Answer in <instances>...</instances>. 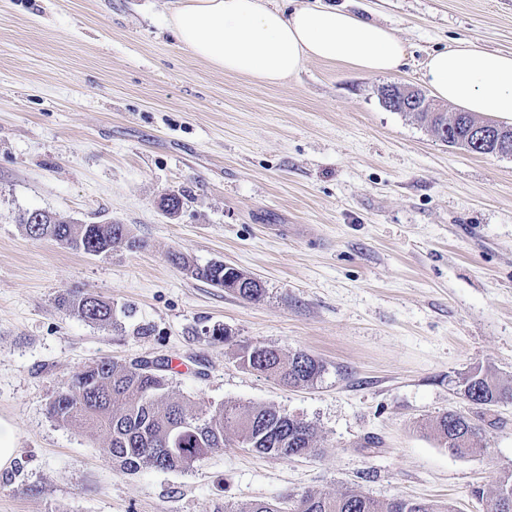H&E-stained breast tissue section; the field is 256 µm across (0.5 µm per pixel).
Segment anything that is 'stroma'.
<instances>
[{"mask_svg": "<svg viewBox=\"0 0 512 512\" xmlns=\"http://www.w3.org/2000/svg\"><path fill=\"white\" fill-rule=\"evenodd\" d=\"M326 2L390 28L400 72L310 61L265 85L183 50L160 24L171 0H0V418L18 448L0 512H215L311 489L483 512L474 488L512 468V404L485 412L480 456L424 429L471 413L470 372L512 383V157L448 147L381 98L421 87L428 55L455 41L512 52V0ZM36 209L125 224L143 246L92 256L31 239L18 217ZM215 261L263 298L190 275ZM87 291L117 326L58 304ZM245 343L324 371L284 387L239 364ZM102 359L179 360L175 398L275 407L314 425L318 452L234 441L184 471H120L103 433L48 412Z\"/></svg>", "mask_w": 512, "mask_h": 512, "instance_id": "1", "label": "stroma"}]
</instances>
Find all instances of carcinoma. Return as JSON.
Segmentation results:
<instances>
[{"mask_svg": "<svg viewBox=\"0 0 512 512\" xmlns=\"http://www.w3.org/2000/svg\"><path fill=\"white\" fill-rule=\"evenodd\" d=\"M410 116L433 129L445 144L464 149L471 143V129L480 123L469 112L452 116L445 112H412ZM487 126L493 129V138L473 146L471 152L494 155L497 144L512 140V127L492 122ZM20 226L31 238H50L91 255L106 254L118 243L130 249L141 247L127 225L117 222L77 224L61 215L32 210L21 217ZM191 274L246 300H258L263 295L257 280L233 267L214 263L195 267ZM62 305L90 324H116L112 304L97 294L69 296L62 299ZM238 359L242 366L288 387L312 383L323 372V365L308 354H287L260 345L241 346ZM463 385L464 397L477 409L512 403V386L500 384L487 372H472ZM49 413L63 426L102 431L108 439L112 463L123 471H135L143 465L186 470L197 458L224 448L228 430L234 431L241 445L259 454L290 458L317 451L316 433L309 423L272 407L227 402L210 410L174 399L165 365L158 361L126 365L100 360L78 372L57 393L49 404ZM429 429L452 455L473 456L486 451L478 423L455 411L437 417ZM475 496L484 502V512H507L506 501H512V469L499 474L490 494L477 490ZM404 502L407 506L401 508L393 499L376 500L351 489L335 495L309 490L291 512H454L449 504L409 498ZM216 512L283 510L279 502L263 500L240 510L226 504Z\"/></svg>", "mask_w": 512, "mask_h": 512, "instance_id": "cac0c4a2", "label": "carcinoma"}]
</instances>
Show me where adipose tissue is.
<instances>
[{
  "label": "adipose tissue",
  "instance_id": "adipose-tissue-1",
  "mask_svg": "<svg viewBox=\"0 0 512 512\" xmlns=\"http://www.w3.org/2000/svg\"><path fill=\"white\" fill-rule=\"evenodd\" d=\"M164 24L195 58L265 85L285 83L310 60L387 75L406 57L386 26L319 2L287 11L277 0H177ZM422 79L463 111L512 114V54L459 41L428 57Z\"/></svg>",
  "mask_w": 512,
  "mask_h": 512
}]
</instances>
